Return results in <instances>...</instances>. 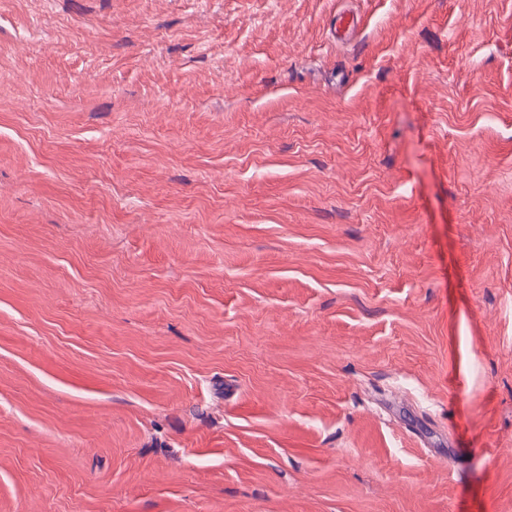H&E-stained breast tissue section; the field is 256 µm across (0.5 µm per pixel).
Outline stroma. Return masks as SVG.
Here are the masks:
<instances>
[{
    "mask_svg": "<svg viewBox=\"0 0 512 512\" xmlns=\"http://www.w3.org/2000/svg\"><path fill=\"white\" fill-rule=\"evenodd\" d=\"M0 512H512V0H0Z\"/></svg>",
    "mask_w": 512,
    "mask_h": 512,
    "instance_id": "obj_1",
    "label": "stroma"
}]
</instances>
